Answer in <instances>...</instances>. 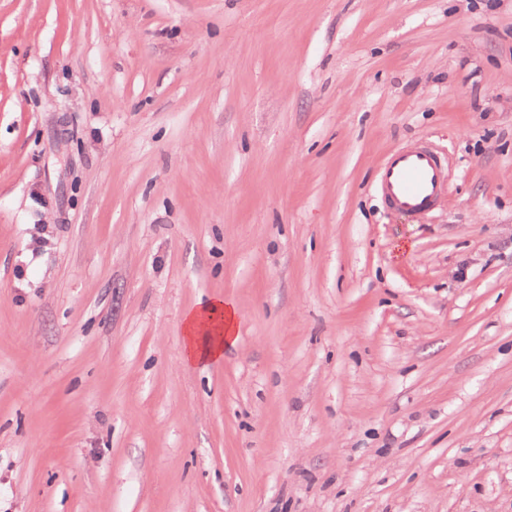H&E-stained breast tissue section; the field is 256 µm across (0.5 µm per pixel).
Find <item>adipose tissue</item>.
Returning <instances> with one entry per match:
<instances>
[{
    "label": "adipose tissue",
    "mask_w": 512,
    "mask_h": 512,
    "mask_svg": "<svg viewBox=\"0 0 512 512\" xmlns=\"http://www.w3.org/2000/svg\"><path fill=\"white\" fill-rule=\"evenodd\" d=\"M183 328L186 363L197 367L216 362L237 343L235 306L220 297L210 299L185 313Z\"/></svg>",
    "instance_id": "adipose-tissue-1"
}]
</instances>
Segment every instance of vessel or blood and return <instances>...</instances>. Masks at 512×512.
<instances>
[{
    "label": "vessel or blood",
    "mask_w": 512,
    "mask_h": 512,
    "mask_svg": "<svg viewBox=\"0 0 512 512\" xmlns=\"http://www.w3.org/2000/svg\"><path fill=\"white\" fill-rule=\"evenodd\" d=\"M447 184V161L422 144L390 153L380 169L377 189L389 209L419 216L434 206Z\"/></svg>",
    "instance_id": "vessel-or-blood-1"
}]
</instances>
